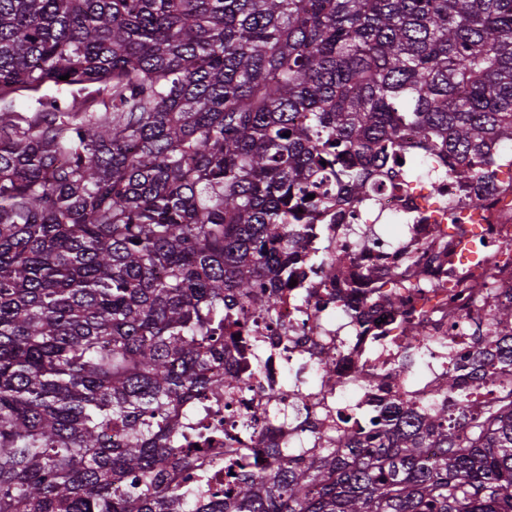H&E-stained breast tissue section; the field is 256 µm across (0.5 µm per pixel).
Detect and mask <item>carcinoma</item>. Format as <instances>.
Masks as SVG:
<instances>
[{
	"mask_svg": "<svg viewBox=\"0 0 512 512\" xmlns=\"http://www.w3.org/2000/svg\"><path fill=\"white\" fill-rule=\"evenodd\" d=\"M407 133L462 188L512 169V0H0V512H512V387L453 373L427 414L194 482L179 409L240 389V308L271 314L310 211L396 185ZM405 262L397 305L431 285ZM505 325L478 388L512 378Z\"/></svg>",
	"mask_w": 512,
	"mask_h": 512,
	"instance_id": "cac0c4a2",
	"label": "carcinoma"
}]
</instances>
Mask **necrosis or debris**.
Returning <instances> with one entry per match:
<instances>
[{"label":"necrosis or debris","mask_w":512,"mask_h":512,"mask_svg":"<svg viewBox=\"0 0 512 512\" xmlns=\"http://www.w3.org/2000/svg\"><path fill=\"white\" fill-rule=\"evenodd\" d=\"M427 176L424 170L407 176L406 190L382 189L370 205L323 213L332 247L351 259L343 277L336 281L324 272L307 270L296 286L282 287L273 321L249 318L264 342L261 371L247 380L231 404L206 398L184 405L183 422L192 428L218 423L227 429L249 419L254 434L242 441V449L261 446L269 436L279 447L295 448L301 438L298 421L282 420L275 413L279 388L286 381L300 388L298 406L308 411L310 420H321L327 413L337 426L357 412L395 422L415 403L432 400L437 380L451 371L465 388H472L465 369L448 355L474 352L476 343L472 337L455 335L446 314L455 310L475 325L489 319L498 300L512 296V257L504 255L502 246L506 228L512 227V181L500 175L489 188L475 181L463 193L444 180L438 184L440 202L429 205L424 200ZM478 198L487 207L478 232L446 239L455 215ZM384 220L405 224L408 231L385 242L380 251L362 248L345 230L354 222ZM443 240L450 255L430 266L432 287L413 292L405 306L386 302L381 289L362 276L367 267L393 269L408 255L426 260ZM481 273L492 276L495 286L478 303L465 285L470 276ZM408 319L420 324L430 342L404 372L398 360L406 345L401 331ZM329 348L335 349V358L324 357Z\"/></svg>","instance_id":"4bbe7bcc"}]
</instances>
